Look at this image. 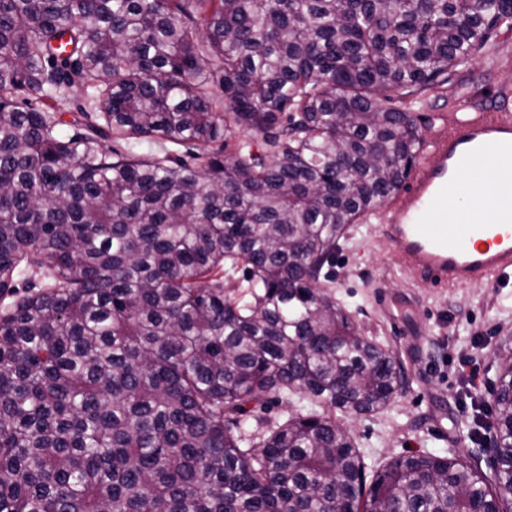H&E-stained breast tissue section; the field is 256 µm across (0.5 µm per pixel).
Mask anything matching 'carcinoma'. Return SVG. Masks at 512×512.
<instances>
[{"label": "carcinoma", "instance_id": "1", "mask_svg": "<svg viewBox=\"0 0 512 512\" xmlns=\"http://www.w3.org/2000/svg\"><path fill=\"white\" fill-rule=\"evenodd\" d=\"M504 25L512 0H0V512L511 508L507 447L492 484L421 455L365 486L336 411L405 374L331 271L403 187L406 104Z\"/></svg>", "mask_w": 512, "mask_h": 512}]
</instances>
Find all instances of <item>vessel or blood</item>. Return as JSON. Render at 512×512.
Here are the masks:
<instances>
[{
    "mask_svg": "<svg viewBox=\"0 0 512 512\" xmlns=\"http://www.w3.org/2000/svg\"><path fill=\"white\" fill-rule=\"evenodd\" d=\"M390 204L383 233L400 267L440 288L512 278V119H460Z\"/></svg>",
    "mask_w": 512,
    "mask_h": 512,
    "instance_id": "b4317fda",
    "label": "vessel or blood"
}]
</instances>
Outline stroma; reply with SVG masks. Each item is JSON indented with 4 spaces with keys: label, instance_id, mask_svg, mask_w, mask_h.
<instances>
[{
    "label": "stroma",
    "instance_id": "1",
    "mask_svg": "<svg viewBox=\"0 0 512 512\" xmlns=\"http://www.w3.org/2000/svg\"><path fill=\"white\" fill-rule=\"evenodd\" d=\"M493 52L457 68L412 106L422 146L415 166L428 163L431 145L457 119L486 114L512 116V29L498 32ZM383 214L349 227L336 254V297L345 303L364 336L392 350L406 385L384 409L370 416L337 412L359 449L366 474L409 454L460 456L492 474L493 434L473 443L471 414L462 411L465 376L460 348L480 342L477 400L493 403L497 362L491 352L512 355V288L470 284L441 289L410 276L382 236Z\"/></svg>",
    "mask_w": 512,
    "mask_h": 512
}]
</instances>
